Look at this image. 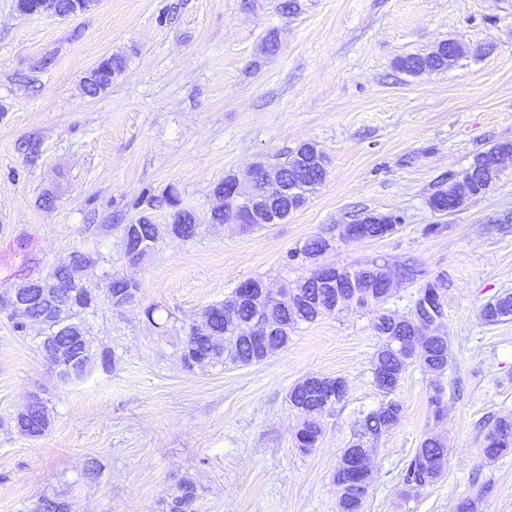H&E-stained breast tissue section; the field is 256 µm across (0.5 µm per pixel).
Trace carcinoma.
<instances>
[{
  "label": "carcinoma",
  "instance_id": "carcinoma-1",
  "mask_svg": "<svg viewBox=\"0 0 512 512\" xmlns=\"http://www.w3.org/2000/svg\"><path fill=\"white\" fill-rule=\"evenodd\" d=\"M448 65V44H441L437 50L425 57L408 56L400 60V67L409 73H420L425 70H437ZM124 67V60L120 56H111L103 60L96 68L91 70L83 79V90L89 96H96L106 90L111 84L114 75ZM512 153V143H499L486 152L478 154L472 165L464 173L467 179V194L478 195L482 193V187L491 179L499 176V170L494 168V162L503 154ZM295 153L289 156L280 165L287 181L288 188L295 190L291 198L295 209L302 208L308 200V195L324 182L327 174L325 169L299 168L295 162ZM460 182L448 178V187L437 191L429 199V205L435 212L445 214L455 211L462 202L458 189ZM164 202L173 209V235L181 239H189L197 234L199 225L196 224L193 212L181 206L178 194L169 192L164 197ZM377 224L369 225V238H382L386 234L396 230L401 221L392 219L390 215L377 214ZM158 239L156 225L151 217L142 214L132 226V232L122 236L124 255L127 260L137 263L145 259V248H153ZM332 244V240L325 236H316L308 240L304 246L290 254L288 260L309 262V259L319 256L323 249ZM320 277L310 273L297 286L296 290L301 295L302 302L291 310H279V317L288 324V330H294L299 324L312 323L324 313L341 303L345 307L369 308L371 304L357 295L354 289L349 287V278L345 275L339 277L336 287L329 288L319 283ZM77 297V305L70 314L72 334L58 331L56 326L45 321L38 307H33L27 314L13 316L15 319L14 330L24 332L30 322L38 323L43 327L44 336L42 350L46 357L50 358L56 350L63 349L76 355L83 351L84 355L79 360L81 371H87L94 353L88 338L84 315L92 309L95 294L91 287L83 281H77L70 285ZM253 316V310L243 306L239 310L238 322L228 324L222 318H215L213 327L218 334L214 344V352L211 362L224 361V348L233 349L235 358L233 363L251 365L255 359V349L246 333V328ZM480 316L490 324L500 323L512 319V293L504 292L493 301L481 308ZM373 329L381 339L380 346L372 360V375L374 384L384 394L377 409L371 411L359 421V428L355 436L356 442L344 449L341 461L346 462L352 458L358 460V476L355 482L345 481L343 473L336 471L334 480L341 489V512H361L363 502L367 494L369 482L368 450L364 440L376 438L383 431L396 425L402 418L403 408L389 395L396 389L403 379L406 371L413 363V356L405 354L399 348L398 342L408 341L412 338L409 323L394 321L383 312H376L373 321ZM421 363L425 372L431 376L434 394L430 397V406L434 418L443 415V386L440 379L450 366L448 342L446 339H425L421 341ZM288 403L291 408L303 416L304 432L302 437L296 439L297 447L307 451L316 446L321 434L322 426L320 418L326 411L324 399L308 389L302 382H297L288 392ZM512 451V418L500 417L488 428L482 454L488 461H495ZM448 464V450L443 443L433 437L424 438L415 453L405 461L399 474L400 493L410 496L421 489L431 485L445 471ZM198 500L197 486L190 480H184L170 504L169 512H196Z\"/></svg>",
  "mask_w": 512,
  "mask_h": 512
}]
</instances>
